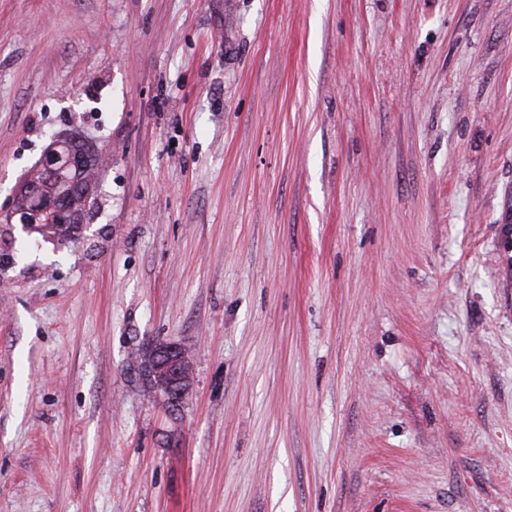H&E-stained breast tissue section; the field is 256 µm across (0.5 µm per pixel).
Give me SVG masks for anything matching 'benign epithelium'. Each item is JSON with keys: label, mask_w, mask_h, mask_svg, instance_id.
<instances>
[{"label": "benign epithelium", "mask_w": 512, "mask_h": 512, "mask_svg": "<svg viewBox=\"0 0 512 512\" xmlns=\"http://www.w3.org/2000/svg\"><path fill=\"white\" fill-rule=\"evenodd\" d=\"M92 164V155L85 143L72 138H53L45 148L38 163L37 175L41 179L29 178L14 189L13 199H21L36 192L40 202L32 209H12L7 221H18L25 229L38 228L44 224H79L81 213L65 205L64 197L74 193L88 196L84 176ZM70 186L67 194H55L46 190L54 182ZM149 386L152 395L168 404H177L192 381V371L185 351L176 344H161L151 349Z\"/></svg>", "instance_id": "obj_1"}]
</instances>
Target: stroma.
Wrapping results in <instances>:
<instances>
[{"instance_id": "stroma-1", "label": "stroma", "mask_w": 512, "mask_h": 512, "mask_svg": "<svg viewBox=\"0 0 512 512\" xmlns=\"http://www.w3.org/2000/svg\"><path fill=\"white\" fill-rule=\"evenodd\" d=\"M0 512H512V0H0ZM92 155L87 151L85 143L72 138L54 137L45 148L38 163L37 175L40 180L34 177L24 180L14 189L13 207L6 215L8 223L21 224L24 229L39 228L44 224H57L53 230V236L58 239L61 245L75 240V235L80 232L81 212H75L70 202H64L63 193L55 194L48 192L45 187L58 180L70 185L67 199L74 194L87 198L89 187L86 186L84 176L92 164ZM67 172L68 176L64 174ZM71 177V178H69ZM32 192L39 194L41 200L37 206L25 210L16 209L15 200L23 199L25 195ZM67 205V207L65 206ZM149 386L152 395L171 405H176L189 388L192 371L185 351L176 344H161L151 350Z\"/></svg>"}]
</instances>
